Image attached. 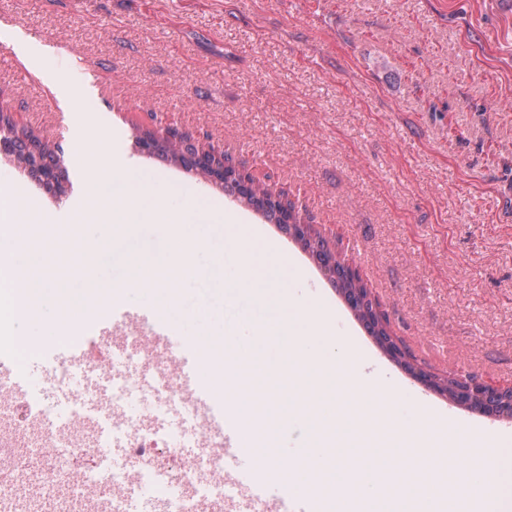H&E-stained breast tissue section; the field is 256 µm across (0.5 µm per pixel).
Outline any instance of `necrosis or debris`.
Returning a JSON list of instances; mask_svg holds the SVG:
<instances>
[{
  "label": "necrosis or debris",
  "instance_id": "1",
  "mask_svg": "<svg viewBox=\"0 0 512 512\" xmlns=\"http://www.w3.org/2000/svg\"><path fill=\"white\" fill-rule=\"evenodd\" d=\"M106 362L80 367H50L47 378L28 380L23 395L0 382V504L13 512H36L37 501L20 499V486L34 485L43 497L61 489L78 495L80 512H116L112 488L136 479L148 496L162 495L170 512H196L170 475L193 481L209 512H222L223 487L216 477L221 454L179 456L184 435L161 432L151 422L175 406L192 418L172 361L162 348L145 350L136 326L127 327ZM125 438L130 473L108 464L114 436Z\"/></svg>",
  "mask_w": 512,
  "mask_h": 512
}]
</instances>
